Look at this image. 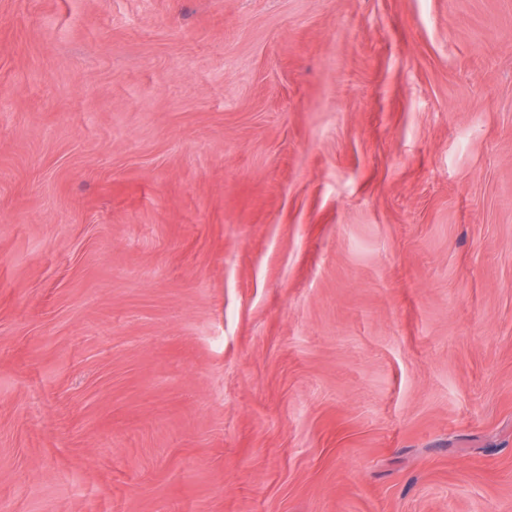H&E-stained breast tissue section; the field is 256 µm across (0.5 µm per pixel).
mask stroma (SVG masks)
I'll list each match as a JSON object with an SVG mask.
<instances>
[{"mask_svg":"<svg viewBox=\"0 0 512 512\" xmlns=\"http://www.w3.org/2000/svg\"><path fill=\"white\" fill-rule=\"evenodd\" d=\"M0 512H512V0H0Z\"/></svg>","mask_w":512,"mask_h":512,"instance_id":"obj_1","label":"stroma"}]
</instances>
